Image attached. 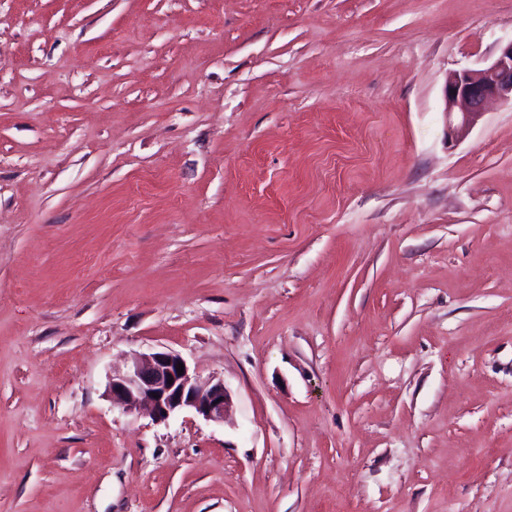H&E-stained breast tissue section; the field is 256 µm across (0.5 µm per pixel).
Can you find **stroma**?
<instances>
[{
  "label": "stroma",
  "mask_w": 512,
  "mask_h": 512,
  "mask_svg": "<svg viewBox=\"0 0 512 512\" xmlns=\"http://www.w3.org/2000/svg\"><path fill=\"white\" fill-rule=\"evenodd\" d=\"M512 0H0V512H512ZM224 422L108 394L135 355ZM491 101L512 105V41L503 45L486 66L447 74L444 114L448 137L455 141L466 137ZM178 363L184 365L182 375L177 374ZM110 391L112 398L121 401L127 411L147 407L159 422L190 410L206 421L221 423L231 398L223 380L201 379L190 372L179 354L168 351H155L136 359L125 372L112 376Z\"/></svg>",
  "instance_id": "obj_1"
}]
</instances>
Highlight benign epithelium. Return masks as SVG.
<instances>
[{"label": "benign epithelium", "instance_id": "benign-epithelium-1", "mask_svg": "<svg viewBox=\"0 0 512 512\" xmlns=\"http://www.w3.org/2000/svg\"><path fill=\"white\" fill-rule=\"evenodd\" d=\"M491 101L512 104V41L503 45L494 60L479 69L447 74L444 86V114L448 137H466L483 116ZM184 359L173 352L155 351L136 359L127 370L112 377V397L127 411L150 410L159 422L184 410L206 421L221 423L230 404V393L221 379H201L176 366Z\"/></svg>", "mask_w": 512, "mask_h": 512}]
</instances>
